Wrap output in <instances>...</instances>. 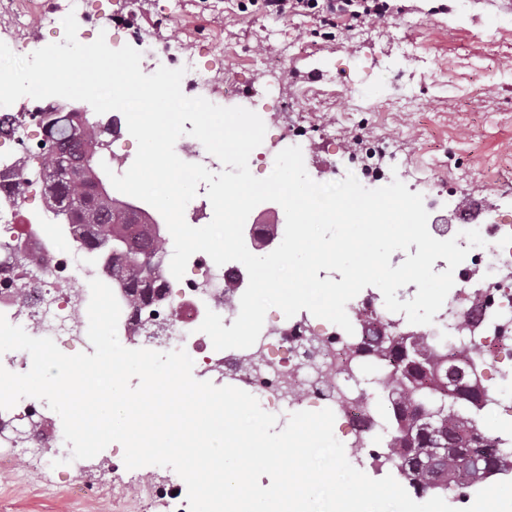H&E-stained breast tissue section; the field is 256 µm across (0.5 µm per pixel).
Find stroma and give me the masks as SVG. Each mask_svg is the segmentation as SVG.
<instances>
[{
  "label": "stroma",
  "instance_id": "35a3bbf8",
  "mask_svg": "<svg viewBox=\"0 0 512 512\" xmlns=\"http://www.w3.org/2000/svg\"><path fill=\"white\" fill-rule=\"evenodd\" d=\"M37 2L29 11L24 0H0V26L22 18L34 50L64 38L40 25L54 0ZM126 2L89 0L88 37L98 36L100 18L132 9L145 40L182 52L214 43L224 54L219 85L256 84L268 63H282L279 101L258 107L267 136L249 158L254 176L273 169L284 103L309 130L304 165L314 181L348 167L370 142L382 169L423 195L430 219L456 201L478 205L476 218L453 222L452 233L512 219V0H397L395 18L341 26L331 38L313 17L243 13L236 0ZM169 475L160 466L127 469L109 448L77 473L30 456L0 469V512H183L187 499H170ZM143 485L150 493L137 497Z\"/></svg>",
  "mask_w": 512,
  "mask_h": 512
}]
</instances>
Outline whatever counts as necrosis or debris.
I'll return each instance as SVG.
<instances>
[{
  "mask_svg": "<svg viewBox=\"0 0 512 512\" xmlns=\"http://www.w3.org/2000/svg\"><path fill=\"white\" fill-rule=\"evenodd\" d=\"M46 105V100L25 96L0 107V314L31 336L52 338L59 349L93 353L84 314L90 300L88 282L97 278L113 286L120 304L119 340L133 344L147 328L161 327L169 336V349L185 350L199 376L228 373L235 387L256 397L268 413L284 418L301 406L331 409L345 424L339 439L354 458L385 437L388 420L364 380L372 365L353 350L363 331V312H376L395 330L403 324V315L378 308L372 294H360L346 305L353 333L304 314L284 317L263 326L246 353L223 357L199 327L210 310L224 325L233 323L239 313L231 298L235 285L225 277L226 266L215 265L202 252L192 255L184 277L175 279L167 263L173 240L161 223L156 230L165 261L159 270L168 293L158 303L132 304L118 278L108 275L96 252L84 245L81 229L52 223L42 189L26 180L20 162L39 152L31 132ZM102 122L113 130L103 160L114 173L123 174L135 158L127 146L125 117L112 111ZM484 239L485 247L471 250L462 263L439 334L461 349H476L479 361L490 370L512 360V222L486 225ZM21 424L37 427L25 447L14 442ZM4 440L9 447L0 452L2 467L24 458L30 447L49 449V461H63L64 471L83 467L81 461L71 460V447L47 402L25 397L11 409L0 410V442Z\"/></svg>",
  "mask_w": 512,
  "mask_h": 512,
  "instance_id": "necrosis-or-debris-1",
  "label": "necrosis or debris"
}]
</instances>
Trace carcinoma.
Here are the masks:
<instances>
[{"label":"carcinoma","instance_id":"carcinoma-1","mask_svg":"<svg viewBox=\"0 0 512 512\" xmlns=\"http://www.w3.org/2000/svg\"><path fill=\"white\" fill-rule=\"evenodd\" d=\"M70 120L64 112L51 116L45 128V142L59 145L57 150H45L38 158V168L50 176H57V195L46 196L49 208L56 207L61 199L82 206L78 224L87 229L86 242L96 243L110 239L112 235L123 236L130 247L137 249L161 248L160 241L153 237L145 225L135 215L112 206V195L104 194L88 179L71 180L60 177L63 167L62 154L66 148H76L79 144L99 139L110 133V129L92 122L78 133V139L70 137ZM113 272L124 273L132 288L138 290L136 271L126 258L118 254L112 257ZM355 354L383 363L389 372L385 389L390 401H399L405 407L413 404L433 413L435 425L443 432H449L457 440L467 439L470 447L458 445L449 448L441 460L430 463L436 454L433 439L426 433L418 434L413 440L403 436L401 425L405 417L393 412V421L387 430V447L391 448L393 462L409 488L417 495L428 492L448 493L463 491L479 485L472 479V458L481 460L494 468V475L512 473V446L502 440V436L490 434L476 423L477 411L481 408L482 393L465 392L456 398L453 406L446 405L448 395L430 386L435 374L448 366L451 356H468L450 345L435 348L421 336H393L375 323L367 326L364 342L356 347ZM415 461L416 469L409 470L403 464Z\"/></svg>","mask_w":512,"mask_h":512}]
</instances>
